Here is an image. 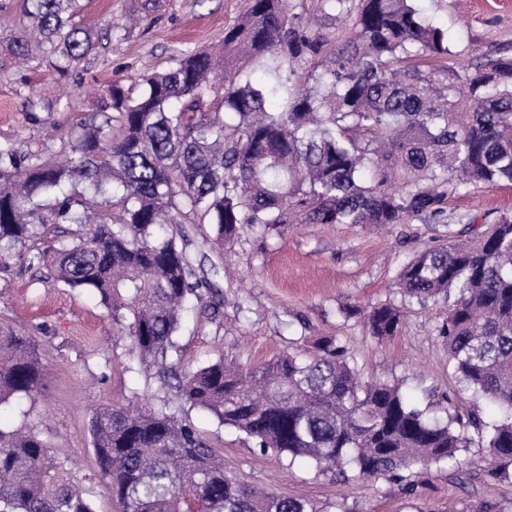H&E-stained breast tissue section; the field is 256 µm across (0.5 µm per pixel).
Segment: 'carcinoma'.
I'll use <instances>...</instances> for the list:
<instances>
[{"label": "carcinoma", "mask_w": 512, "mask_h": 512, "mask_svg": "<svg viewBox=\"0 0 512 512\" xmlns=\"http://www.w3.org/2000/svg\"><path fill=\"white\" fill-rule=\"evenodd\" d=\"M356 37L316 74L303 65L328 46L283 0H250L224 29V62L179 50L169 67L109 88L60 164L0 144V270L15 262L93 294L145 365L168 369L191 303L221 317L218 290L196 276L189 241L173 226L193 216L231 243L243 226L445 223L448 197L470 184H512V57L447 65L448 30L415 0H327ZM78 0H23L27 24L0 43L68 75L99 39ZM247 55L275 81L255 86L235 66ZM279 94L276 112L267 92ZM439 243L409 258L401 296L448 306L438 325L448 364L470 394L441 419L401 387L364 382L348 347L325 337L265 364L224 356L175 375L190 405L264 452L336 480L459 469L461 451L488 450L490 481L512 479V215L457 217ZM377 342L402 331V306L349 304ZM32 337L0 327V411L43 386ZM484 401L499 413L489 423ZM90 433L98 472L119 512H322L224 473V461L164 403L105 405ZM0 512H95L67 460L35 426L0 427Z\"/></svg>", "instance_id": "cac0c4a2"}]
</instances>
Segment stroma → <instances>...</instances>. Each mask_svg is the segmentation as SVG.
I'll list each match as a JSON object with an SVG mask.
<instances>
[{
    "mask_svg": "<svg viewBox=\"0 0 512 512\" xmlns=\"http://www.w3.org/2000/svg\"><path fill=\"white\" fill-rule=\"evenodd\" d=\"M80 0L88 26L107 19L119 35L102 39L95 55L61 77L53 57L26 64L0 49V143L68 156L67 137L80 120L104 106L113 83L166 69L178 50H224V28L247 10L248 0ZM423 15L448 28L466 57L512 54V0H416ZM305 26L340 43L355 34L348 18L324 17L318 0H291ZM453 215L487 223L512 213V184L466 187L448 199ZM195 265L224 295L219 320L186 312L170 360L189 371L217 356L257 366L294 344L333 336L346 344L365 379L400 384L420 405L444 413L461 394L437 332L440 307L405 305L402 331L384 343L367 336L347 304L400 302L395 276L404 261L448 232L443 224H298L285 232L245 227L231 246L211 244L207 224H181ZM32 336L45 365V387L35 402L0 415L6 425L38 426L90 487L96 512H117L112 490L96 476L89 433L94 409L170 404L224 459L233 478L306 500L320 512H477L482 503L512 512V483L484 478V449L469 448L463 471L434 470L415 493L385 479L343 483L287 458L265 454L254 442L185 403L173 379L135 372L126 337L113 334L103 309L88 293L12 267L0 272V324Z\"/></svg>",
    "mask_w": 512,
    "mask_h": 512,
    "instance_id": "35a3bbf8",
    "label": "stroma"
}]
</instances>
